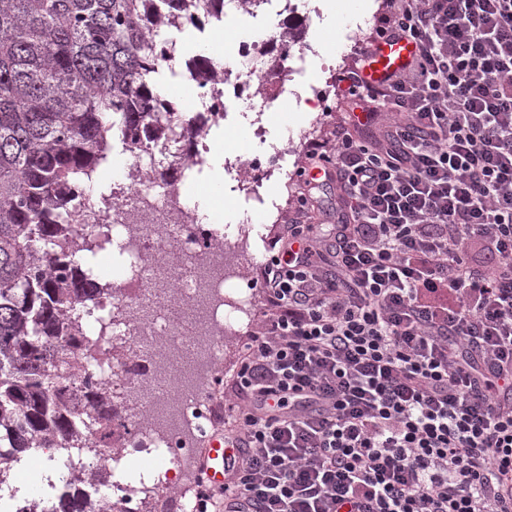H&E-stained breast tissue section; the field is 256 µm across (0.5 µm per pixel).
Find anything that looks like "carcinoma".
I'll return each instance as SVG.
<instances>
[{
  "label": "carcinoma",
  "instance_id": "1",
  "mask_svg": "<svg viewBox=\"0 0 512 512\" xmlns=\"http://www.w3.org/2000/svg\"><path fill=\"white\" fill-rule=\"evenodd\" d=\"M225 0H0V476L31 448H85L100 429L123 428L107 388L84 381L102 347L76 319L101 289L83 257L97 246L62 215L75 188L108 162L112 129L135 134L169 111L167 29L221 21ZM183 129L160 124L167 160ZM149 178L176 182L173 164ZM101 466L65 481L30 512H88L109 487Z\"/></svg>",
  "mask_w": 512,
  "mask_h": 512
}]
</instances>
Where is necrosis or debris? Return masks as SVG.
<instances>
[{
  "label": "necrosis or debris",
  "mask_w": 512,
  "mask_h": 512,
  "mask_svg": "<svg viewBox=\"0 0 512 512\" xmlns=\"http://www.w3.org/2000/svg\"><path fill=\"white\" fill-rule=\"evenodd\" d=\"M298 57L280 53L258 81L228 67L215 75L186 71L202 109H181L190 138L187 154L179 162L180 180L198 183L206 164L202 147L213 127L225 118L224 88H254L261 110L277 109L288 100L289 75L301 73ZM123 154L136 165L114 182L111 196L95 211L80 214L79 230L101 237L104 250L122 257L124 266L113 281H103L99 302L82 313V326L92 336L106 339V349L134 346L149 351L157 370L151 380L136 383L112 370L109 363H93L86 370L93 382L109 387L114 396L134 398L140 418L127 420L119 443L95 436L79 449L68 475L96 467L105 448H112L113 468H121L127 455L150 459L154 476L152 496L132 501L129 485L113 481L108 502L114 512H151L155 496L167 489V475L185 476L193 459L189 444L208 429L203 392L216 383L224 360V341L249 316L248 299L227 295L224 239L232 226L201 225L195 208L179 189H157L142 166L150 152L127 140Z\"/></svg>",
  "instance_id": "1"
}]
</instances>
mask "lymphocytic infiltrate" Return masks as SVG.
<instances>
[{"label": "lymphocytic infiltrate", "mask_w": 512, "mask_h": 512, "mask_svg": "<svg viewBox=\"0 0 512 512\" xmlns=\"http://www.w3.org/2000/svg\"><path fill=\"white\" fill-rule=\"evenodd\" d=\"M412 62L343 74L364 123L311 143L329 239L293 221L200 512H512V0H389ZM494 257L487 267L486 257ZM314 197L316 198V207L323 209V214L319 216V211H309V215L313 219L309 220V224H319L321 218L325 222H334L336 215H334V206L336 204V184L335 182H328L326 185L320 186L318 190H313Z\"/></svg>", "instance_id": "obj_1"}]
</instances>
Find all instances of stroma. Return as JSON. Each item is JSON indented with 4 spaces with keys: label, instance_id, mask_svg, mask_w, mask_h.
I'll return each mask as SVG.
<instances>
[{
    "label": "stroma",
    "instance_id": "35a3bbf8",
    "mask_svg": "<svg viewBox=\"0 0 512 512\" xmlns=\"http://www.w3.org/2000/svg\"><path fill=\"white\" fill-rule=\"evenodd\" d=\"M376 7L362 9V0H336L335 17H327L321 0H305L301 10L291 12L273 6L266 16L225 12L221 22L204 31L180 33L169 30L167 38L176 42L174 73L163 81V96L178 106L194 97V86L180 80L186 62L194 56L195 46L226 34L224 62L239 68H264L271 60L264 54L265 41L284 28L297 30L296 46L303 56V72L288 83V101L272 115L259 110V101L246 95H231L227 109L244 112L245 120L225 130V158H239L245 176L253 182L261 202L246 201L233 175L224 177V221L240 225L241 234L229 237L224 252L231 260L229 286L242 296L256 301L255 318L240 327L238 338L225 341L224 361L219 368L221 382L208 396L212 409H219L228 383L239 364L242 346L257 332L267 312V294L261 286V271L272 255V241L285 232L288 219L298 206L302 165L310 143L329 137L336 123L343 120L346 107L341 74L364 49L367 39L388 11V0H374ZM254 44L252 57L238 53L240 43Z\"/></svg>",
    "mask_w": 512,
    "mask_h": 512
}]
</instances>
